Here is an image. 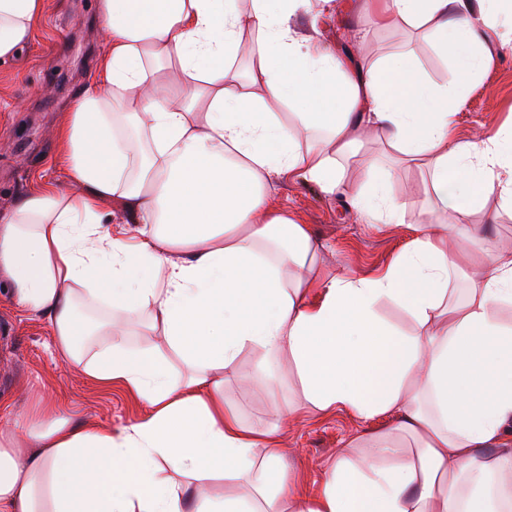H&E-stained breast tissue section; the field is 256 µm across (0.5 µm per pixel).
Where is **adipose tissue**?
Segmentation results:
<instances>
[{
    "mask_svg": "<svg viewBox=\"0 0 512 512\" xmlns=\"http://www.w3.org/2000/svg\"><path fill=\"white\" fill-rule=\"evenodd\" d=\"M333 3L102 0L98 77L59 128L69 183L0 212V287L47 317L63 363L149 411L115 430L35 399L0 420V512H512V251L467 221L491 196L512 202V133L464 142L455 123L467 88L512 48V10L364 0L381 27L412 28L454 59L448 88L422 77L414 50L366 60L297 31L298 12ZM45 6L0 0V60ZM289 105L291 123L279 114ZM370 138L427 172L429 207L385 272L339 275L276 185L311 183L405 223L411 201L374 178ZM387 301L413 334L380 317ZM253 351L258 370L243 369ZM173 352L188 367L178 383ZM286 363L296 396L275 423L245 425L227 380L273 386ZM336 412L393 423L350 439L359 461L337 457L316 489L298 487L282 422ZM219 478L227 491L210 494Z\"/></svg>",
    "mask_w": 512,
    "mask_h": 512,
    "instance_id": "ef3b65f1",
    "label": "adipose tissue"
}]
</instances>
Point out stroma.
I'll return each instance as SVG.
<instances>
[{"instance_id": "stroma-1", "label": "stroma", "mask_w": 512, "mask_h": 512, "mask_svg": "<svg viewBox=\"0 0 512 512\" xmlns=\"http://www.w3.org/2000/svg\"><path fill=\"white\" fill-rule=\"evenodd\" d=\"M99 0H47L32 38L11 59L0 62V210L10 208L17 194L38 183L59 186L67 169L57 152L56 126L84 86L95 81L105 53L99 34ZM323 46L333 52L355 41L367 59L397 49H415L419 69L428 82L452 85L457 77L453 60L443 59L412 29H382L366 12L337 15L317 26ZM512 119V51L499 54L493 66L466 94L456 115V133L469 141L489 126ZM369 151L376 174L388 178L392 192L412 195L415 205L406 225L366 224L349 209L343 196H329L311 184L282 182L276 200L308 224L324 244L326 265L339 272L371 275L384 270L409 241L407 224L421 219L426 203L427 176L418 168H391L378 145ZM486 227L487 236L512 246V207L490 197L469 217ZM47 321L18 311L0 290V399L17 405L45 396L74 403L82 417L120 427L147 414V405L121 386L105 388L59 361L52 353ZM295 388V377L282 371L278 386L248 389L229 384L228 393L248 424H269L275 408ZM385 418L363 422L344 412L307 415L281 434L284 461L306 483L320 482L337 454L358 457L349 447L353 435L385 425Z\"/></svg>"}]
</instances>
